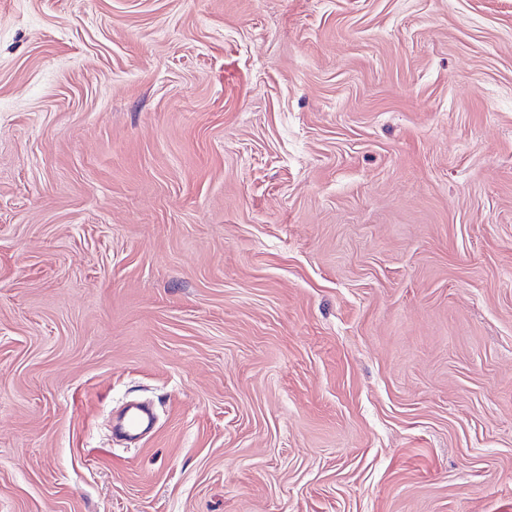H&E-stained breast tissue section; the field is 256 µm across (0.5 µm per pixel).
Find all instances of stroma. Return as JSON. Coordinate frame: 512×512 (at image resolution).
I'll return each instance as SVG.
<instances>
[{
	"instance_id": "stroma-1",
	"label": "stroma",
	"mask_w": 512,
	"mask_h": 512,
	"mask_svg": "<svg viewBox=\"0 0 512 512\" xmlns=\"http://www.w3.org/2000/svg\"><path fill=\"white\" fill-rule=\"evenodd\" d=\"M0 512H512V0H0ZM153 425L154 416L140 404L131 403L115 427L126 438L136 441L148 433Z\"/></svg>"
}]
</instances>
